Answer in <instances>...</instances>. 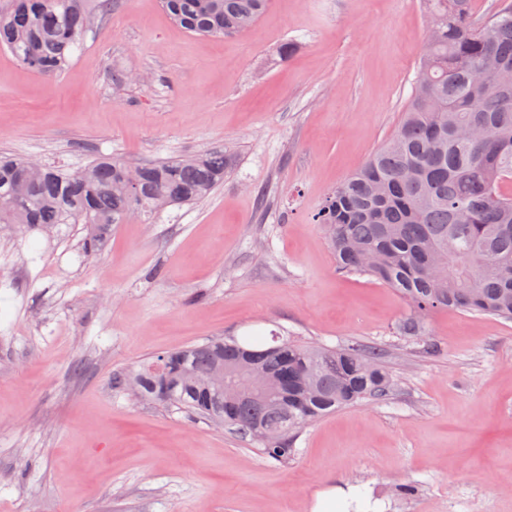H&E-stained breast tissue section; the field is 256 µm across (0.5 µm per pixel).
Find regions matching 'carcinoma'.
<instances>
[{
	"label": "carcinoma",
	"mask_w": 512,
	"mask_h": 512,
	"mask_svg": "<svg viewBox=\"0 0 512 512\" xmlns=\"http://www.w3.org/2000/svg\"><path fill=\"white\" fill-rule=\"evenodd\" d=\"M270 0H161L186 32L224 37L250 31ZM428 17L417 78L401 121L384 146L325 196L311 215L322 226L339 271L394 289L409 314L405 336L437 350L425 318L435 309L512 320V0L482 17L473 0H422ZM89 24L84 0H9L0 10V47L30 71L57 78ZM0 155V224L26 233L87 224L89 251L132 212L150 216L201 201L224 181L231 156L213 150L137 167L109 157L68 172ZM226 365L264 372L272 387L231 405L224 386L202 374ZM140 382L142 399L176 405L193 417L248 436L280 462L295 456L296 432L345 407L385 400L392 375L363 345H301L271 334L192 344L157 354L115 385Z\"/></svg>",
	"instance_id": "carcinoma-1"
}]
</instances>
